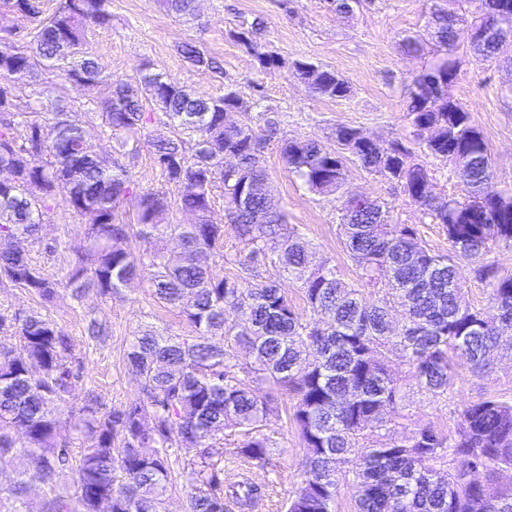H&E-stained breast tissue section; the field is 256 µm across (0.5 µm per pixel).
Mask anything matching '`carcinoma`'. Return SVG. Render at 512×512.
<instances>
[{
	"instance_id": "cac0c4a2",
	"label": "carcinoma",
	"mask_w": 512,
	"mask_h": 512,
	"mask_svg": "<svg viewBox=\"0 0 512 512\" xmlns=\"http://www.w3.org/2000/svg\"><path fill=\"white\" fill-rule=\"evenodd\" d=\"M106 2L61 0L45 17L31 0H4L29 26L22 40L0 44V165L13 175L0 181V288L27 291L39 308L26 314L0 309V335L19 341L17 348L0 344V461L15 460L20 476L32 472L48 485L58 469L71 467L76 495L53 494L43 512H166L171 455L176 448H196L185 512H227L230 502L249 512L265 489L247 480L224 486V455L266 466L271 438L262 427L278 413L275 395L286 393L295 399L292 421L306 453L286 512H334L340 478L352 468L360 487L356 512H512V482L501 481V473L512 471V401L487 398L466 406L452 436L428 425L390 435L401 417L404 382L440 398L448 393L455 360L481 373L503 332L512 334V274L483 263L493 248L512 246V187L495 182L483 132L450 93L464 64L455 55L461 36L492 24L498 13L512 15V0H479V19L472 21L463 11L465 0H446L432 18L433 40L446 56L406 85L407 117L424 151L467 165L464 197L435 194L430 170L411 162L406 145L395 141L381 155L358 128L337 127L334 148L312 138L282 142L286 165L310 192L345 196L340 226L359 270L354 284L328 260H314L309 242L269 196L241 197L245 180H267L262 149L275 121H266L263 134L247 116L228 125L225 111L248 112L234 90L191 96L149 64L135 80L114 82L83 50L89 28L112 21ZM194 3L162 0L175 17L192 14ZM263 32L256 22L237 38L263 69H278L277 56L259 51ZM469 44L487 61L504 50L499 42ZM181 53L220 69L194 45H183ZM16 70L69 80L80 106L131 155L137 147L129 139L155 127L154 159L177 199L164 190L137 189L129 172L98 154L62 109L42 107L52 112L47 134L27 120L35 106L11 84ZM294 71L320 96L350 92L343 77L311 62H295ZM103 84L110 87L105 98L97 95ZM138 85L150 100L139 95ZM228 152L235 157L233 170L224 166ZM350 156L429 210L448 237V253L428 249L414 226L392 223L377 200L360 201L344 190ZM59 200L77 217L87 211L96 216L62 279L47 276L27 251L10 246L14 239H35ZM174 202L196 221L164 223ZM218 202L246 246L233 260V276L200 260L202 254L224 258V224L213 220ZM159 229L181 242L177 260L155 247L146 262L129 247L132 237L151 243ZM271 255L300 281L304 308L257 273ZM462 263L473 264L475 276L486 282L496 318L467 302ZM134 280L181 313L194 335L139 330L126 353L138 393L117 408L94 396L73 405L74 436L63 438L55 410L73 396L80 375L72 368L73 337L45 310L66 293L117 297ZM395 314L405 323L398 336L390 326ZM240 348L251 362H237ZM226 431L237 436L232 448L223 447ZM75 446L82 452L73 457Z\"/></svg>"
}]
</instances>
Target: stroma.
Wrapping results in <instances>:
<instances>
[{
  "label": "stroma",
  "instance_id": "1",
  "mask_svg": "<svg viewBox=\"0 0 512 512\" xmlns=\"http://www.w3.org/2000/svg\"><path fill=\"white\" fill-rule=\"evenodd\" d=\"M433 3L368 0L353 14L343 15L336 13L330 0H196V16L186 20L167 14L160 0H109L112 23L92 29L87 50L113 80L135 77L140 65L147 62L199 96L235 89L251 105L249 117L254 125L276 117L278 134L267 142L263 153L268 188L285 208L289 225L298 227L317 256L329 260L341 278L352 283L357 274L340 234L341 199L307 190L283 162L280 145L287 138H313L331 147L341 125L360 128L383 146L396 139L411 140L406 84L428 59L406 53L401 42L412 35H430ZM253 21L265 27L263 51L282 61L275 72L262 69L253 53L233 36L241 24ZM187 42L217 60L220 71L185 59L180 47ZM301 59L342 75L351 86L349 96L336 100L314 93L293 75V64ZM16 87L23 96L67 110L101 152L117 154V142L102 134L97 120L80 107L77 92L67 79L50 74L36 80L20 76ZM510 87L512 49L492 63L470 57L451 88L453 97L482 130L495 180L502 187H512V97L506 94ZM346 188L385 203L394 223L415 225L430 249L447 253L448 239L442 227L398 185L367 172L351 159L346 163ZM88 223V218L71 217L65 207L56 206L42 224L38 240L25 241L23 247L46 273L63 277L77 258ZM48 315L75 339L73 365L82 373L76 398L91 392L109 407L120 406L138 390L137 379L125 367L124 355L141 327L148 325L180 336L192 333L177 311L156 304L149 289L138 283L112 300L93 291L77 301L64 298ZM93 319L107 328L106 338L97 343L87 340V326ZM490 397L512 400V357L495 355L481 374L463 364L456 366L447 397L438 400L417 388H407L402 416L392 432L399 437L426 424L454 432L465 405ZM278 404L279 414L263 429L274 442L270 465L247 469L232 456L224 458L225 482L245 476L267 487V497L254 512H285L288 496L302 478L305 451L291 420L293 402L284 394ZM17 477L13 463H0V512H40L50 489L76 490L70 470L59 471L50 487L31 475L28 494L18 503L11 496Z\"/></svg>",
  "mask_w": 512,
  "mask_h": 512
}]
</instances>
